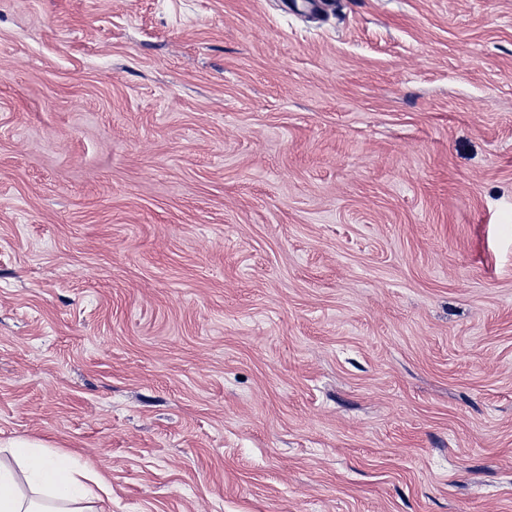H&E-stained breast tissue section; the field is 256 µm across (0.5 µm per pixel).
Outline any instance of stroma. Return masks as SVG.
Wrapping results in <instances>:
<instances>
[{
	"instance_id": "35a3bbf8",
	"label": "stroma",
	"mask_w": 512,
	"mask_h": 512,
	"mask_svg": "<svg viewBox=\"0 0 512 512\" xmlns=\"http://www.w3.org/2000/svg\"><path fill=\"white\" fill-rule=\"evenodd\" d=\"M106 512H512V0H0V438Z\"/></svg>"
}]
</instances>
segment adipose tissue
<instances>
[{
  "label": "adipose tissue",
  "mask_w": 512,
  "mask_h": 512,
  "mask_svg": "<svg viewBox=\"0 0 512 512\" xmlns=\"http://www.w3.org/2000/svg\"><path fill=\"white\" fill-rule=\"evenodd\" d=\"M0 512H100L106 485L87 464L49 452L44 442L0 439Z\"/></svg>",
  "instance_id": "obj_1"
}]
</instances>
